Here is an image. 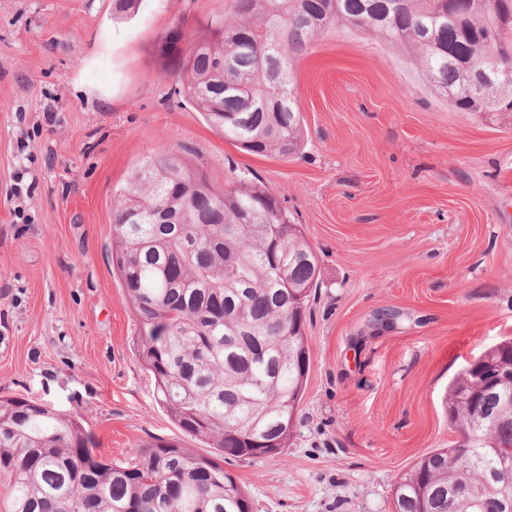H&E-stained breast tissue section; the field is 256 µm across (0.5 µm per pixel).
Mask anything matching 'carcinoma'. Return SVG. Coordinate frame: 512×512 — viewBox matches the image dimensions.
Masks as SVG:
<instances>
[{
	"label": "carcinoma",
	"mask_w": 512,
	"mask_h": 512,
	"mask_svg": "<svg viewBox=\"0 0 512 512\" xmlns=\"http://www.w3.org/2000/svg\"><path fill=\"white\" fill-rule=\"evenodd\" d=\"M192 40L179 93L224 139L286 158L304 139L296 59L336 25L402 49L434 94L469 112L512 111V65L485 87L470 67L512 46V0H235ZM112 265L141 330L159 403L201 455L156 438L126 462L88 446L76 415L0 398V512H250L224 461L273 459L294 433L308 376L304 326L318 257L278 199L223 187L170 152L144 160L112 211ZM438 448L394 488V512H512V339L448 384ZM454 494L448 501V493Z\"/></svg>",
	"instance_id": "cac0c4a2"
}]
</instances>
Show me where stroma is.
Instances as JSON below:
<instances>
[{"label": "stroma", "mask_w": 512, "mask_h": 512, "mask_svg": "<svg viewBox=\"0 0 512 512\" xmlns=\"http://www.w3.org/2000/svg\"><path fill=\"white\" fill-rule=\"evenodd\" d=\"M235 0H0V396L78 414L112 460L182 431L138 361L112 207L141 161L184 148L216 186L267 187L319 259L309 373L287 448L224 464L253 512H393L456 434L444 395L512 338V112L431 93L347 26L299 56L305 138L247 153L174 92L193 37Z\"/></svg>", "instance_id": "1"}]
</instances>
